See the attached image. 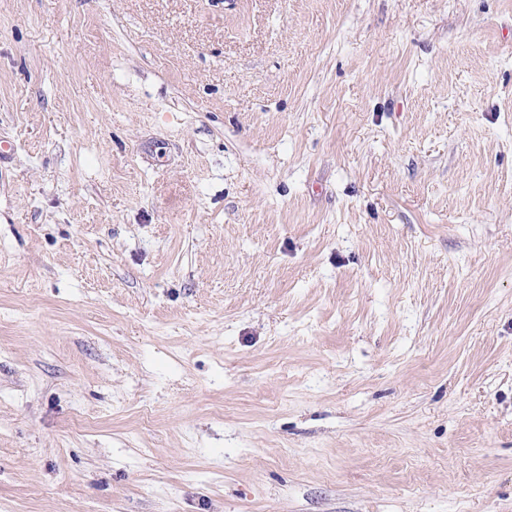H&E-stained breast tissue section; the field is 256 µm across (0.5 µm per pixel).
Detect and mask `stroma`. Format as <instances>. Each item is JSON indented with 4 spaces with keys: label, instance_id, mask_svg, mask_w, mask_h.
<instances>
[{
    "label": "stroma",
    "instance_id": "1",
    "mask_svg": "<svg viewBox=\"0 0 512 512\" xmlns=\"http://www.w3.org/2000/svg\"><path fill=\"white\" fill-rule=\"evenodd\" d=\"M0 512H512V0H0Z\"/></svg>",
    "mask_w": 512,
    "mask_h": 512
}]
</instances>
